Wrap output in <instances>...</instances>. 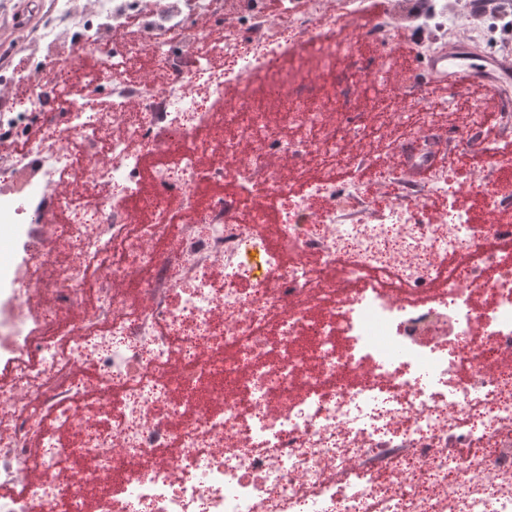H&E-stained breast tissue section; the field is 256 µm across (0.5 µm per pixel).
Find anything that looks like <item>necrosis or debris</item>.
<instances>
[{
    "label": "necrosis or debris",
    "instance_id": "obj_1",
    "mask_svg": "<svg viewBox=\"0 0 512 512\" xmlns=\"http://www.w3.org/2000/svg\"><path fill=\"white\" fill-rule=\"evenodd\" d=\"M209 2L7 17L41 60L14 71L0 43V137L34 113L45 134L0 164V512H512V150L488 178L401 184L385 155L442 114L397 104L351 131L383 150L365 184L335 102L268 87L290 137L227 100L335 12L230 0L202 55ZM414 11L427 34L456 24L439 0H391L319 52L388 45ZM130 17L141 39L111 44L109 101L44 85ZM145 46L163 81L128 80Z\"/></svg>",
    "mask_w": 512,
    "mask_h": 512
}]
</instances>
